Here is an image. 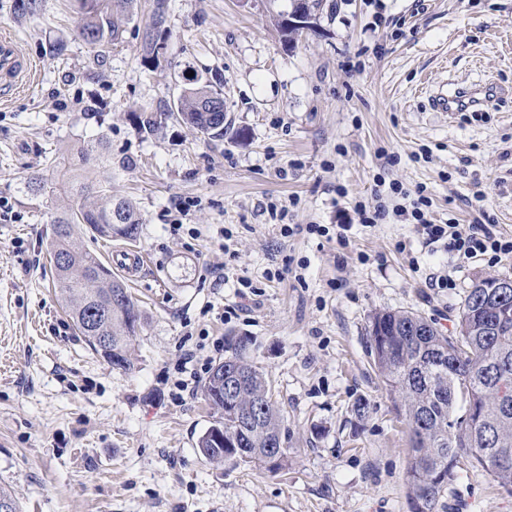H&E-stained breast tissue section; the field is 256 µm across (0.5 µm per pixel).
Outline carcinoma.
I'll list each match as a JSON object with an SVG mask.
<instances>
[{
    "label": "carcinoma",
    "instance_id": "1",
    "mask_svg": "<svg viewBox=\"0 0 512 512\" xmlns=\"http://www.w3.org/2000/svg\"><path fill=\"white\" fill-rule=\"evenodd\" d=\"M80 9L78 34L91 48L119 40L135 0H77ZM165 0H155L150 32L143 44V59H158L155 46L163 36ZM224 107V91L212 84L186 88L177 105L164 113L189 125L201 135L221 140L228 125L211 117L214 106ZM139 131L153 133L161 122L152 112L134 115ZM99 144L77 148L78 160L66 157L71 181L77 180L76 162H87ZM62 184L48 178H30L26 192L33 198H51ZM102 203L83 200L51 221L50 261L61 300L74 326L92 349L107 362L120 358L130 366L128 345L136 335L143 314L126 284L94 254L77 246L84 229L108 238L136 241L142 218L126 200L112 199L108 181L99 183ZM490 278L476 280L466 291L458 330L443 334L426 317L408 310H384L369 320L373 365L394 407L409 429V459L406 472L410 512H438L441 498L455 480L461 461H466L512 496V294L495 304H486ZM122 292L112 315L102 323L111 343L99 348L96 327L87 326L89 300L107 291ZM231 354L224 366L237 370L243 390L227 394L211 369L202 387L204 400L216 410L212 427L198 441L204 458L222 462L234 452L217 448L212 428L237 438L248 456L247 465L277 472L288 465V445L283 418L272 400L269 380L247 356L248 341L228 338Z\"/></svg>",
    "mask_w": 512,
    "mask_h": 512
}]
</instances>
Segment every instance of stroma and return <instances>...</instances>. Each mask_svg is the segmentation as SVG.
<instances>
[{
  "label": "stroma",
  "mask_w": 512,
  "mask_h": 512,
  "mask_svg": "<svg viewBox=\"0 0 512 512\" xmlns=\"http://www.w3.org/2000/svg\"><path fill=\"white\" fill-rule=\"evenodd\" d=\"M152 3L136 0L121 40L95 54L73 0H43L35 19L0 0V33L36 65L0 97V486L21 512H409L408 429L370 362L369 317L410 310L454 334L467 289L512 276V254L425 245L393 215L390 186L424 188L433 223L512 236V0H324L296 41L277 26L290 0H166L156 64L141 51ZM205 81L224 86V140L172 121L135 128L133 113L167 111ZM484 81L501 93L478 112L429 105L442 87ZM99 137L107 160L79 180L110 174L113 197L141 215L132 248L147 259L128 283L144 321L127 370L85 343L53 283L50 220L75 196L22 190ZM359 201L385 205L384 219L360 223ZM432 273L454 288L430 287ZM230 336L250 339L270 377L286 472L212 464L197 448L214 420L202 385ZM444 503L512 512L465 462Z\"/></svg>",
  "instance_id": "35a3bbf8"
}]
</instances>
